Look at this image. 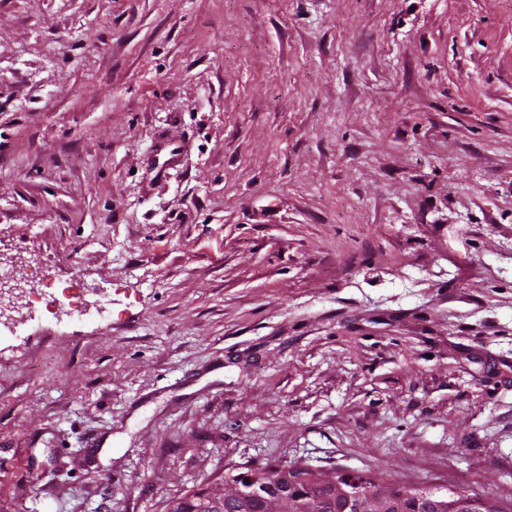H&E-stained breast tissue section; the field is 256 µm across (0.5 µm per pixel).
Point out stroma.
Segmentation results:
<instances>
[{
    "mask_svg": "<svg viewBox=\"0 0 512 512\" xmlns=\"http://www.w3.org/2000/svg\"><path fill=\"white\" fill-rule=\"evenodd\" d=\"M0 270V512L512 501V0H0ZM46 288L52 291H45L44 293H41L36 300L32 301L33 307H35V305H40L44 306L46 310H49L50 306L60 302L59 297H62L68 301V305L73 311H78L81 294V286L78 280H74L65 288H55V286L47 281ZM313 472L312 477L298 475L284 470L271 481L265 470L261 468H247L232 479H225L224 490L215 488L203 489L205 507L207 512H254L257 499L261 500L263 512H315L314 504H317L316 512L330 511V492L321 486L300 485L308 494L296 491L301 482L320 483L331 491V504L335 512H423V507L418 504L420 499L409 496L405 501L402 496L394 495L389 489H384L382 478L361 471H348V481L345 487L337 479L339 471L326 470L319 467L306 466ZM248 480V483H245ZM372 480L376 487L364 497L353 498L352 494H361L372 486ZM244 483L245 485H243ZM347 489V490H346ZM310 496V497H309ZM225 504L232 505L231 509L224 510Z\"/></svg>",
    "mask_w": 512,
    "mask_h": 512,
    "instance_id": "1",
    "label": "stroma"
}]
</instances>
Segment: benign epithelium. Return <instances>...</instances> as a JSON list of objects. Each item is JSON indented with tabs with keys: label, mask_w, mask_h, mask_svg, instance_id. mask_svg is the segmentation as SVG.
Returning a JSON list of instances; mask_svg holds the SVG:
<instances>
[{
	"label": "benign epithelium",
	"mask_w": 512,
	"mask_h": 512,
	"mask_svg": "<svg viewBox=\"0 0 512 512\" xmlns=\"http://www.w3.org/2000/svg\"><path fill=\"white\" fill-rule=\"evenodd\" d=\"M313 476L307 477L284 470L272 481L265 470L248 468L236 479L224 481V490L213 487L203 490L207 512H224L225 505L234 512H254L256 500H261L263 512H315L309 496L296 491L301 482L320 483L331 491L335 512H407L405 498L391 493L381 481L364 497H352L337 479L338 471L309 467ZM475 498L455 490L452 492L451 512H473Z\"/></svg>",
	"instance_id": "benign-epithelium-1"
}]
</instances>
